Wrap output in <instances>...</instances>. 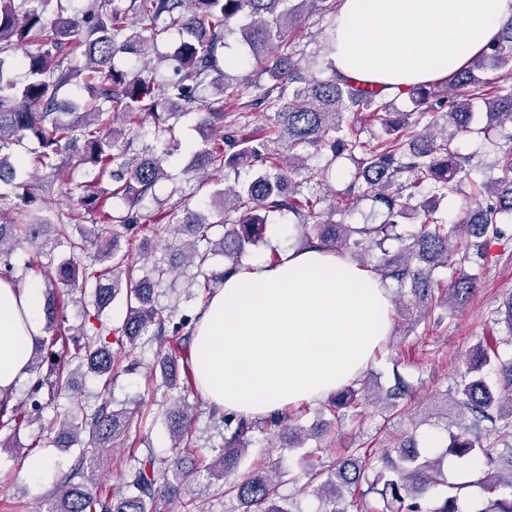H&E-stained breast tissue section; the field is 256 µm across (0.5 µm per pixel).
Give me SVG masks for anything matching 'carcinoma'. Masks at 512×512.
Instances as JSON below:
<instances>
[{
	"instance_id": "1",
	"label": "carcinoma",
	"mask_w": 512,
	"mask_h": 512,
	"mask_svg": "<svg viewBox=\"0 0 512 512\" xmlns=\"http://www.w3.org/2000/svg\"><path fill=\"white\" fill-rule=\"evenodd\" d=\"M75 2L69 11L62 0H0V278L13 279L11 255L25 245L32 247L35 257L28 268L52 267L63 287L81 288L90 325L65 363L53 362L42 372L41 354L57 343L65 323L66 299L47 293L45 336L30 364L35 378L24 401L12 406L0 402V430L16 433L24 424L38 423L54 433L52 443L87 450L57 480L45 512H174L183 504L185 484L201 477L210 485L224 483V497L237 504L231 512H291L278 504L284 473L257 471L229 480L258 428L256 422L210 409V416L224 423V448L211 459L196 455L194 407L187 399L199 395L192 350L198 316L179 317L177 305H157L155 286L170 270L156 264L152 275L135 278L138 259L121 250L120 240L132 242L144 231L168 237L182 262L203 275L202 288L211 295V288L242 266L247 248L263 241L271 213L303 216L301 247L335 253L379 247L400 219L415 215L420 223L398 235L405 241L400 259H382L377 271L398 288H410L408 303L425 308L422 321H431L427 308L433 305H461L474 292L479 274L462 271L442 288L434 287L432 274L456 255L461 263L470 261L473 247L478 257L485 256L500 239V217L512 213V150L495 160L498 177L478 192L488 199L486 204L455 224L436 216L437 204L460 182L455 141L471 132L472 109L478 105L498 126H512V26L445 88L422 84L401 91L411 111L393 113L382 90L339 79L326 66L301 64L295 33L311 13L334 15L337 0H129L126 8L115 6V0ZM236 31L248 59L270 83H256L248 75L235 82L228 79L224 44ZM173 32L179 36V77L161 81L151 75L150 55ZM28 44L38 45V50L21 59L11 57L10 51ZM119 53L138 56L143 66L116 68L113 60ZM75 56L84 60L79 69L71 66ZM17 66L24 71L22 81L14 73ZM487 69L492 75H476ZM70 84L84 88L89 99H74L63 112L59 92ZM206 90L213 101L204 95ZM245 97L250 98L249 107L273 113L263 138H247L224 125V104L236 105ZM445 107L442 129H435L434 121L415 131L419 118ZM201 108L206 111L201 125L210 134L203 136L188 171L208 175L238 163L258 164L262 170L248 182L218 191L214 212L185 205L154 216L150 224L138 223L134 210L156 184L168 180V153L147 146L130 157L131 143L121 141L125 130L107 125L117 119L141 128L150 119L147 134L161 143L172 137L169 119ZM348 112L383 114L384 141L367 147L362 130L346 123ZM26 140L33 144L32 169L50 183L69 187L70 207L54 224L38 216L28 224L4 219L11 212L31 214L40 202L17 181L27 167L12 148ZM73 145L78 162L91 167L94 180L112 181V197L121 200L122 209H106L105 202L87 192V184L75 180L68 156ZM312 151L324 155L325 175L341 159L357 160L358 176L366 184L364 196L384 211V222L355 226L321 220L327 198L302 194L296 181L308 170ZM84 211L96 214L89 229L80 224ZM216 223L224 225V236L214 241L210 234ZM200 242L208 248L199 249ZM62 244L70 256L56 264L53 252ZM217 253L224 255V269L209 272ZM122 293L126 315L121 325L110 328L103 313ZM144 336L157 344L155 363L163 384L181 392L166 414L172 447L184 456L162 458L142 439L144 448L132 451L126 470L109 489L100 486L94 454L127 440L138 420L134 412L111 409L106 401L94 407L79 401L76 375L85 369L108 388L119 366L114 350L131 354ZM465 357L467 371L457 384L453 406L468 423L451 436L446 452L458 458L478 451L487 456L480 482L496 495L473 503L469 512H512V359H501L495 342L479 345ZM359 384L356 379L338 389L324 409L337 418L356 415L363 391ZM412 393V385L397 374L385 396L397 407ZM64 398L71 400L65 409L59 404ZM267 424L296 438L292 416L278 413ZM487 428L503 445L495 454L483 443ZM367 456V449L352 448L329 468L304 473L306 485L326 501L324 512H462L454 495L423 502L424 494L439 484L441 460L424 454L415 443L385 449L372 479ZM370 493L378 494L382 504L367 505Z\"/></svg>"
}]
</instances>
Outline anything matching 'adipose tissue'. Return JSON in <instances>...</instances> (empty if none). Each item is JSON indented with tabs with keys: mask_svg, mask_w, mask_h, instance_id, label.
I'll use <instances>...</instances> for the list:
<instances>
[{
	"mask_svg": "<svg viewBox=\"0 0 512 512\" xmlns=\"http://www.w3.org/2000/svg\"><path fill=\"white\" fill-rule=\"evenodd\" d=\"M512 21V0H339L326 63L395 94L449 80ZM38 282L0 279V401H14L45 335ZM381 277L317 249L245 265L211 297L194 337L205 399L249 419L313 403L352 381L390 333Z\"/></svg>",
	"mask_w": 512,
	"mask_h": 512,
	"instance_id": "ef3b65f1",
	"label": "adipose tissue"
}]
</instances>
